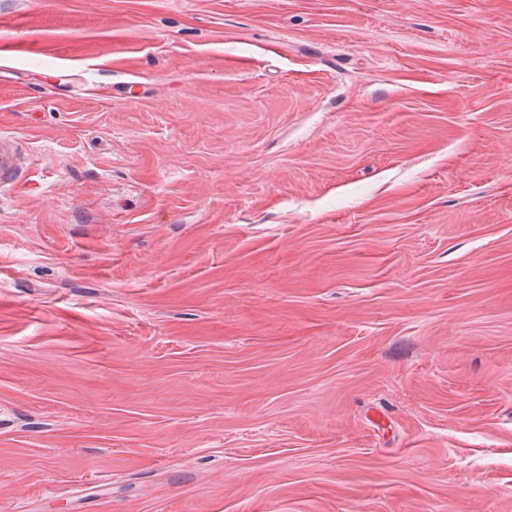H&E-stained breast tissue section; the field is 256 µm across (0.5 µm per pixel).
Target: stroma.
<instances>
[{
    "mask_svg": "<svg viewBox=\"0 0 512 512\" xmlns=\"http://www.w3.org/2000/svg\"><path fill=\"white\" fill-rule=\"evenodd\" d=\"M0 512H512V0H0Z\"/></svg>",
    "mask_w": 512,
    "mask_h": 512,
    "instance_id": "35a3bbf8",
    "label": "stroma"
}]
</instances>
